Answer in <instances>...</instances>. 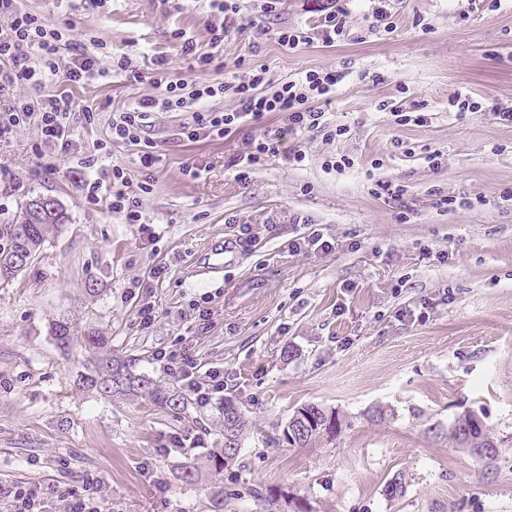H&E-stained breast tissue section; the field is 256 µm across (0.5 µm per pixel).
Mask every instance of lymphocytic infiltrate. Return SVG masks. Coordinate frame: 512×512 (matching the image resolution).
I'll return each instance as SVG.
<instances>
[{
  "label": "lymphocytic infiltrate",
  "instance_id": "lymphocytic-infiltrate-1",
  "mask_svg": "<svg viewBox=\"0 0 512 512\" xmlns=\"http://www.w3.org/2000/svg\"><path fill=\"white\" fill-rule=\"evenodd\" d=\"M9 19L0 27V95L12 94L21 85L36 87L37 95L14 97L7 111L0 113V140L27 123H35L42 143L54 151L66 152L72 132V98L70 88L84 84L97 74L95 53L82 50L74 54L67 69H60L58 61L65 46L63 32L49 25L35 13L22 10L19 0H0V16ZM166 59L155 61L150 76L153 83L163 86L156 97L141 99L136 107L116 112L110 122L109 143L101 144L108 151L110 144L140 147V162L149 168L158 157L144 136L147 121L158 110L189 113L190 120L182 124L180 133L187 140L217 136L241 126L261 121L271 112L283 113V125L265 129L251 139L247 151L232 158L239 180H248L250 173L265 161L278 158L288 164L302 163L306 155L292 139L303 132L328 131L330 124L319 100L328 98L342 81L338 71L310 70L297 79L275 83L267 79L264 71H257L248 82H198L186 86L167 79ZM61 77L62 86L52 93L43 87L53 77ZM232 95L233 109L221 112L205 108L204 103L215 97ZM170 376L177 379L200 405L209 404L213 394L223 392L224 374L210 368L202 369L187 348L160 350L154 355Z\"/></svg>",
  "mask_w": 512,
  "mask_h": 512
}]
</instances>
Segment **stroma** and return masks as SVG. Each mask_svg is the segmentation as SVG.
I'll list each match as a JSON object with an SVG mask.
<instances>
[{"label": "stroma", "mask_w": 512, "mask_h": 512, "mask_svg": "<svg viewBox=\"0 0 512 512\" xmlns=\"http://www.w3.org/2000/svg\"><path fill=\"white\" fill-rule=\"evenodd\" d=\"M78 42L104 43L106 78L71 90V146L45 166L35 124L0 140V225L15 223L29 197H55L66 224L38 259L0 284V512L16 490L40 488L41 512H65L86 479L99 480L105 512H256L236 492L284 488L315 512H512V123L489 105L512 108V0H339L346 36L325 46L328 0H282L263 13L243 0L235 27L216 48L223 69H199L179 56L175 30L209 52L206 0H21ZM304 33L296 47L282 29ZM166 57L171 80H248L266 70L278 82L309 70L344 72L321 102L344 133L300 135L303 165L272 159L248 181L227 162L250 138L280 125L273 112L224 137L183 138V112L152 114L145 137L159 161L109 140L113 112L155 95L148 79ZM469 95L474 111L454 104ZM425 112V125L396 124L393 111ZM441 154L433 168L429 155ZM347 156L353 167L327 169ZM120 166L142 221L109 208L104 180ZM406 185L407 210L377 198L369 176ZM150 192H140L145 180ZM101 182L87 203L83 185ZM453 198L441 207L440 197ZM320 229L331 251L293 252L297 218ZM252 225L256 245L234 247L233 225ZM223 240L224 270L200 274L198 259ZM166 267L154 277L157 267ZM96 296H89V283ZM206 304L199 321L193 304ZM153 306L143 326L137 312ZM414 317H401L404 309ZM73 319L61 353L49 324ZM112 339V352L136 372L174 385L155 361L160 349L189 347L204 367L224 371L209 405L176 418L148 398L78 390L73 370L86 352L88 325ZM248 422L239 465L226 470L225 505L207 476V449L224 442V400ZM335 409L336 438L307 448L274 444L294 411ZM384 419H373V409ZM476 413L499 449L485 466L449 436L454 420ZM203 475L183 483L180 468ZM403 476L406 490L385 485Z\"/></svg>", "instance_id": "obj_1"}]
</instances>
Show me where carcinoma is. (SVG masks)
<instances>
[{"mask_svg":"<svg viewBox=\"0 0 512 512\" xmlns=\"http://www.w3.org/2000/svg\"><path fill=\"white\" fill-rule=\"evenodd\" d=\"M67 219V213L59 206L56 210L45 213L38 224L27 223L22 214L14 224H1L0 283H8L23 272L24 267L13 265L14 259L20 255L37 258L47 239ZM72 325V319L65 316L50 324V335L59 348L65 349L71 344ZM83 341L91 357L81 363L82 370L77 372L78 387L106 397L118 394L128 399H139L145 396L176 417L186 413L189 403L186 395L174 387L164 386L134 372L125 362L112 356L111 337L102 335L90 325L84 333ZM221 413L224 418V447L212 448L208 454L210 474L214 479L213 496L216 499L223 496L218 485L220 476L224 469L237 462L242 449V435L247 427V422L234 401L224 400ZM293 416L299 418L297 424L304 428V432L298 434L293 429V424H286L282 430V440L290 446L310 447L322 439L335 437L341 427V419L336 410L318 404H305L297 408ZM449 436L467 451L472 448L484 449V453L478 455V458L487 462L492 461L497 453V448L485 433L481 420L472 412L454 421ZM246 494L257 502L261 512H311L281 489L267 488L258 492L248 488Z\"/></svg>","mask_w":512,"mask_h":512,"instance_id":"obj_1","label":"carcinoma"}]
</instances>
